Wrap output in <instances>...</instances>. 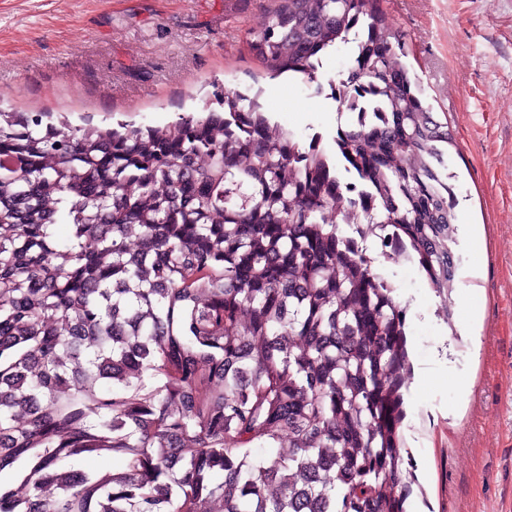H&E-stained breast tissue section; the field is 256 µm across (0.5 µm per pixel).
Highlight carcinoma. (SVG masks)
<instances>
[{"label": "carcinoma", "mask_w": 512, "mask_h": 512, "mask_svg": "<svg viewBox=\"0 0 512 512\" xmlns=\"http://www.w3.org/2000/svg\"><path fill=\"white\" fill-rule=\"evenodd\" d=\"M352 30L336 87L379 121L332 150L237 90L162 125L0 109V512H405L407 307L340 225L452 292L453 135L383 0H277L250 49L313 82Z\"/></svg>", "instance_id": "carcinoma-1"}]
</instances>
